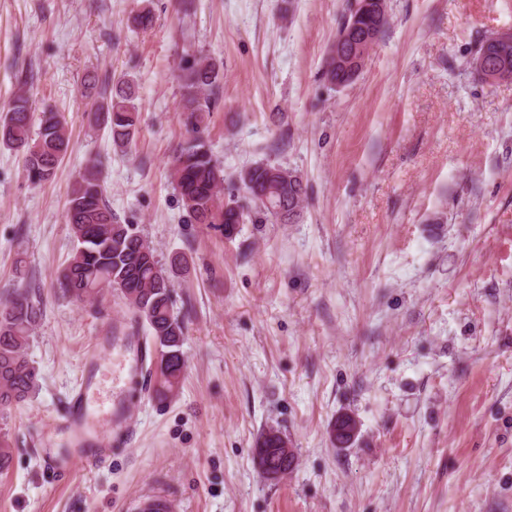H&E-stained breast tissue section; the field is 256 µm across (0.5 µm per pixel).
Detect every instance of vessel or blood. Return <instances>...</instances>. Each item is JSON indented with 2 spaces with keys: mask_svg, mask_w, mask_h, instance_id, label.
Masks as SVG:
<instances>
[{
  "mask_svg": "<svg viewBox=\"0 0 512 512\" xmlns=\"http://www.w3.org/2000/svg\"><path fill=\"white\" fill-rule=\"evenodd\" d=\"M118 345L125 349L122 368L127 382L135 386L144 383L148 351L138 337L97 339L85 356L80 385L70 397L65 417L51 427L42 441L44 452L56 470L65 472L80 462L94 464L109 447L127 444L135 431L120 400H113L105 410L96 400L105 360Z\"/></svg>",
  "mask_w": 512,
  "mask_h": 512,
  "instance_id": "b4317fda",
  "label": "vessel or blood"
}]
</instances>
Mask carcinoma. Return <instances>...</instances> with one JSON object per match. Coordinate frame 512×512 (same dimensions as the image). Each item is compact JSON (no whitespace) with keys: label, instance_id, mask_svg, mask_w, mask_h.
<instances>
[{"label":"carcinoma","instance_id":"cac0c4a2","mask_svg":"<svg viewBox=\"0 0 512 512\" xmlns=\"http://www.w3.org/2000/svg\"><path fill=\"white\" fill-rule=\"evenodd\" d=\"M381 0H372L371 10L360 16L347 10L339 25L336 38L353 24L358 33L373 31L380 37L389 23ZM373 46L355 50L353 65L344 68L336 60L326 63L324 76L337 87L355 82ZM485 55V69L497 78L512 77V46L496 44L487 38L480 42L472 60ZM223 74L206 57H195L181 68L182 115L187 137L176 150L171 177L182 207L197 224H228L229 218L246 217L245 209L235 199H224V168L215 159L203 140L206 113L211 111V96L221 85ZM136 90L132 81L121 76L112 81L109 95L92 104L95 123L104 124L112 143L126 148L133 141L139 119L135 104ZM39 121L37 133H32L34 121ZM0 145L20 151L25 156L28 180L40 184L52 179L67 154L70 140L65 123L51 109L34 118L30 97L18 94L0 118ZM288 169L273 164L256 163L242 169L238 180L251 197L256 222L278 220L282 211L293 202H304L306 186L303 180L289 185V191H279L277 179ZM67 223L71 224L74 247L70 260L58 280L62 292L79 300L94 299L104 287L119 291L132 310L136 322L143 324L149 338L157 346V376L161 399L172 395L179 387L185 362L181 352L184 323L175 314L171 300L173 282L140 232L130 224L120 223L105 197L104 181L97 161L87 162L76 179L68 202ZM41 316L39 303L19 293L0 309V409L27 399L35 391L38 373L26 355V347ZM284 443L281 432L269 428L260 433L255 447L264 448L261 465L288 471L294 460H285L277 448Z\"/></svg>","mask_w":512,"mask_h":512}]
</instances>
